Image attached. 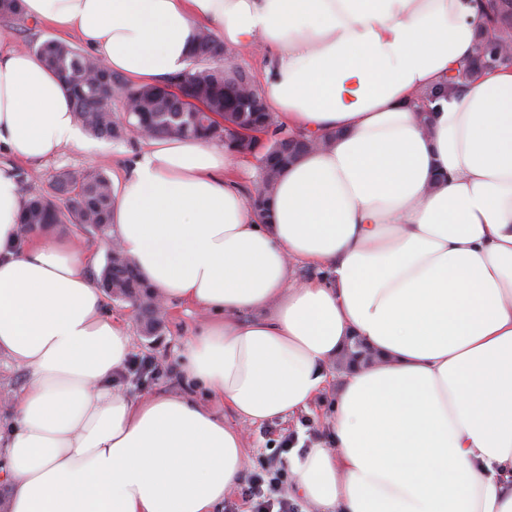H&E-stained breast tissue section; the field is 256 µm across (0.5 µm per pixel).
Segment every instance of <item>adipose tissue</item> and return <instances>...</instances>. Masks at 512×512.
Masks as SVG:
<instances>
[{
  "label": "adipose tissue",
  "instance_id": "1",
  "mask_svg": "<svg viewBox=\"0 0 512 512\" xmlns=\"http://www.w3.org/2000/svg\"><path fill=\"white\" fill-rule=\"evenodd\" d=\"M480 0H23L130 84L185 70L199 30L265 48L262 92L327 136L282 174L264 222L217 139H149L113 177L111 238L162 303L207 320L189 375L241 420L308 410L350 337L377 355L337 391L331 447L291 459L315 512H512V67L436 96L469 63ZM36 52L0 43V355L9 512H216L241 431L186 397L112 385L133 347L73 235H21L12 166L79 144ZM321 271L301 278L295 263ZM27 381L26 372L0 357V400L21 389Z\"/></svg>",
  "mask_w": 512,
  "mask_h": 512
}]
</instances>
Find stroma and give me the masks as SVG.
Here are the masks:
<instances>
[{"label":"stroma","instance_id":"stroma-1","mask_svg":"<svg viewBox=\"0 0 512 512\" xmlns=\"http://www.w3.org/2000/svg\"><path fill=\"white\" fill-rule=\"evenodd\" d=\"M143 147V139L135 135L117 141L87 138L83 146L67 149L55 162L40 169H32L25 163L18 164L17 171L23 176L20 190L26 195L50 192L54 176L62 171L81 172L103 168L108 174L121 175ZM163 319L164 328L160 335L137 336L133 349L134 356L158 364L160 375L145 377L122 371L115 375L113 382L133 397L147 394L184 395L223 416L229 426L242 429L249 450V465L238 490L225 497L218 512H248L250 505L245 502L241 491L249 486L252 479L265 475L267 464H280L281 458L276 449L282 435L296 436L298 446L303 448L330 446L332 403L346 370L331 366L328 391L308 411L285 419L245 426L223 403L212 398L204 386L193 381L185 367L181 355L183 343L202 323L203 313L173 301L164 308Z\"/></svg>","mask_w":512,"mask_h":512}]
</instances>
